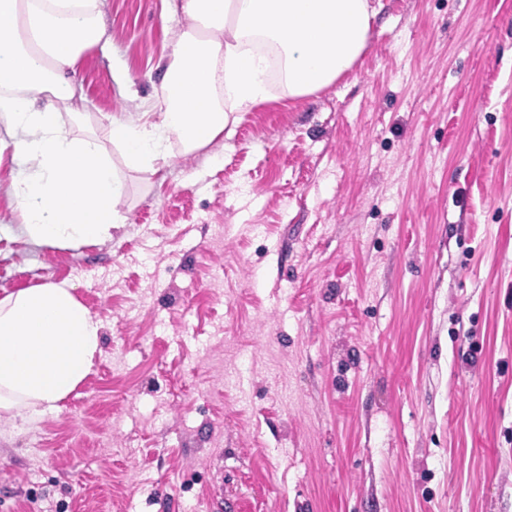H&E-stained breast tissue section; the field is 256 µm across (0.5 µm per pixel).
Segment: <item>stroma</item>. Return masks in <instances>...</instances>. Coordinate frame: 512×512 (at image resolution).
I'll return each mask as SVG.
<instances>
[{
    "label": "stroma",
    "instance_id": "stroma-1",
    "mask_svg": "<svg viewBox=\"0 0 512 512\" xmlns=\"http://www.w3.org/2000/svg\"><path fill=\"white\" fill-rule=\"evenodd\" d=\"M316 96L172 145L110 237L29 239L0 151V298L103 325L57 411L0 419V512H512V0H385ZM75 134L158 112L182 18L104 0Z\"/></svg>",
    "mask_w": 512,
    "mask_h": 512
}]
</instances>
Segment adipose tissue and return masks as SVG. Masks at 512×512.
<instances>
[{"instance_id": "adipose-tissue-1", "label": "adipose tissue", "mask_w": 512, "mask_h": 512, "mask_svg": "<svg viewBox=\"0 0 512 512\" xmlns=\"http://www.w3.org/2000/svg\"><path fill=\"white\" fill-rule=\"evenodd\" d=\"M187 22L167 65L170 96L157 120L110 118L109 139L127 166L158 172L172 144L206 148L234 112L267 99L255 42L274 45L289 98H305L350 73L366 51L383 0H167ZM105 34L101 0H0V124L25 169L16 208L37 243L88 244L119 223L124 185L93 137L61 120L81 111L71 74ZM69 282L0 298V414L30 420L57 410L87 377L102 324Z\"/></svg>"}]
</instances>
